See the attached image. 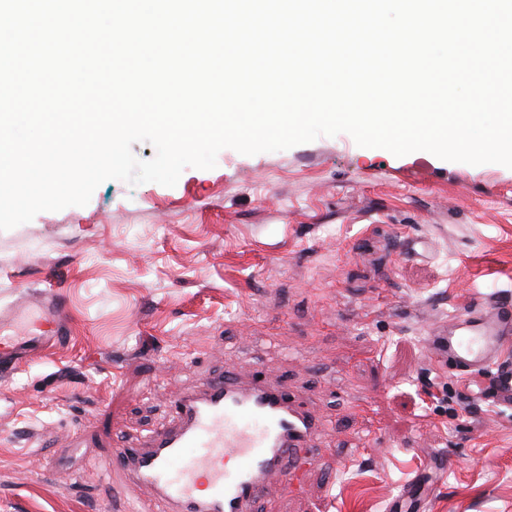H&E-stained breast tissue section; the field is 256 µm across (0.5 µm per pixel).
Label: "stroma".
Wrapping results in <instances>:
<instances>
[{"mask_svg": "<svg viewBox=\"0 0 512 512\" xmlns=\"http://www.w3.org/2000/svg\"><path fill=\"white\" fill-rule=\"evenodd\" d=\"M46 289L71 337L0 380V512L154 501L113 450L232 366L336 425L302 485L270 481L273 512H512V403L425 345L474 297L512 301L510 168L345 133L226 148L176 186L109 179L0 231V305Z\"/></svg>", "mask_w": 512, "mask_h": 512, "instance_id": "1", "label": "stroma"}]
</instances>
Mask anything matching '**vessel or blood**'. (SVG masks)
Instances as JSON below:
<instances>
[{
	"mask_svg": "<svg viewBox=\"0 0 512 512\" xmlns=\"http://www.w3.org/2000/svg\"><path fill=\"white\" fill-rule=\"evenodd\" d=\"M40 332L0 338V374L68 339L66 305L45 290L29 304ZM512 343V303L482 297L434 331L431 357L451 361L464 376L494 373L498 391L512 400V364L502 349ZM317 431L313 416L283 386L244 381L229 367L200 389L178 393L173 423L141 446L118 448L114 464L129 482L151 485L165 512H255L270 478L302 480L301 466Z\"/></svg>",
	"mask_w": 512,
	"mask_h": 512,
	"instance_id": "obj_1",
	"label": "vessel or blood"
}]
</instances>
